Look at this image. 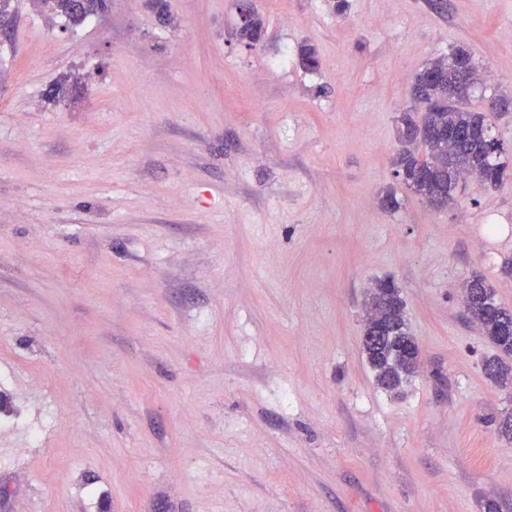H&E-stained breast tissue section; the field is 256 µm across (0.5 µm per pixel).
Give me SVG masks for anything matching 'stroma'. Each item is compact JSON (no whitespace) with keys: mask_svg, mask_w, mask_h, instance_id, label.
Masks as SVG:
<instances>
[{"mask_svg":"<svg viewBox=\"0 0 512 512\" xmlns=\"http://www.w3.org/2000/svg\"><path fill=\"white\" fill-rule=\"evenodd\" d=\"M107 3L0 34V512L512 501V384L461 302L479 275L512 310V174L434 207L393 166L432 60L512 96V0H251L254 46L239 0ZM379 279L423 353L397 396ZM391 285V288H387ZM369 313L364 327V336L376 341L380 336H370L375 325L381 326L378 342L363 340V352L373 373L376 384L390 392L396 391L419 369L417 360L409 353L404 343L415 341L410 333L405 315V303L399 289L388 279L378 280L368 294Z\"/></svg>","mask_w":512,"mask_h":512,"instance_id":"obj_1","label":"stroma"}]
</instances>
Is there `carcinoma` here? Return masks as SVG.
<instances>
[{
  "mask_svg": "<svg viewBox=\"0 0 512 512\" xmlns=\"http://www.w3.org/2000/svg\"><path fill=\"white\" fill-rule=\"evenodd\" d=\"M50 13L79 24L88 17L103 13L106 0H87L78 9L73 0H38ZM263 19L253 15L242 25L239 37L252 44L263 30ZM481 98L508 109V98L493 93L478 78L472 55L457 48L438 58L414 78L412 94L423 109L420 122L411 115L401 116L399 141L405 144L395 160L398 178L413 193L426 199L441 191H455L463 175L479 177L490 187L498 186L507 176L508 160L503 143L492 133L485 117L470 109L476 90ZM463 129L467 137L461 143L448 144V131ZM464 304L471 322L489 332V340L505 356H512V311L495 298L492 285L476 275L464 287ZM369 313L364 335L374 326L382 329L383 338L375 343L363 341V352L376 384L390 392L400 388L419 369L405 341L414 340L405 315V303L399 289L388 279L378 280L370 289ZM486 375L497 382L512 381V369L498 359L484 363Z\"/></svg>",
  "mask_w": 512,
  "mask_h": 512,
  "instance_id": "carcinoma-1",
  "label": "carcinoma"
}]
</instances>
